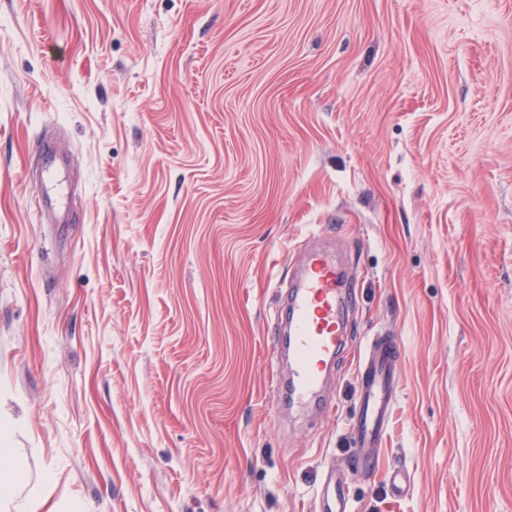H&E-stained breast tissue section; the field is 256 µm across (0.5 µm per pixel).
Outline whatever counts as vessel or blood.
<instances>
[{"instance_id": "obj_1", "label": "vessel or blood", "mask_w": 512, "mask_h": 512, "mask_svg": "<svg viewBox=\"0 0 512 512\" xmlns=\"http://www.w3.org/2000/svg\"><path fill=\"white\" fill-rule=\"evenodd\" d=\"M43 159L45 207L66 214L68 197L62 178L63 162L46 145H39ZM290 350L294 364V391L314 394L323 381L328 362L347 335L336 259L327 252L310 257L290 297ZM400 350L391 337L372 338L359 361L357 406L351 421L355 446V475L373 467L395 406ZM319 512H350L344 481L335 470L324 475L318 494Z\"/></svg>"}]
</instances>
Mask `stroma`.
Instances as JSON below:
<instances>
[{
	"label": "stroma",
	"instance_id": "1",
	"mask_svg": "<svg viewBox=\"0 0 512 512\" xmlns=\"http://www.w3.org/2000/svg\"><path fill=\"white\" fill-rule=\"evenodd\" d=\"M315 249L350 334L298 411L265 360ZM379 333L353 512H512V0H0V512H315ZM38 150L43 159L44 207L55 210L65 217L68 208V197L62 178L63 162L57 153L51 151L43 141L38 144ZM400 350L391 337H374L359 361L357 406L351 421L356 462L354 474L373 467L395 406Z\"/></svg>",
	"mask_w": 512,
	"mask_h": 512
}]
</instances>
